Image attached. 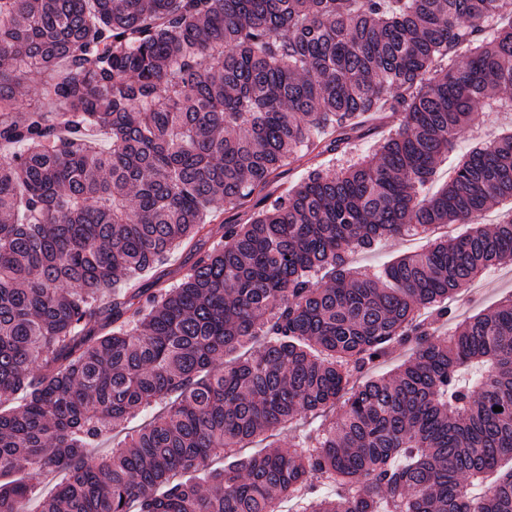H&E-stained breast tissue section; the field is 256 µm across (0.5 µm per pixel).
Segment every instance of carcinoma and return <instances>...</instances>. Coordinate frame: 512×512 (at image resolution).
Segmentation results:
<instances>
[{"label": "carcinoma", "mask_w": 512, "mask_h": 512, "mask_svg": "<svg viewBox=\"0 0 512 512\" xmlns=\"http://www.w3.org/2000/svg\"><path fill=\"white\" fill-rule=\"evenodd\" d=\"M510 90L512 0H0V512L56 470L39 512H512V296L453 301L512 264V217L476 224L512 201V131L422 195ZM439 224L473 228L353 265ZM376 138L374 136H365L357 139L350 148L344 153L334 154L330 157L319 159L318 162L322 163L324 167L330 166V168H338L342 165H346L349 161H356L359 158L372 157L374 153V142ZM424 238H393L378 244L373 250L359 254L355 263L371 270H379L385 264L403 255L421 251L426 247Z\"/></svg>", "instance_id": "carcinoma-1"}]
</instances>
